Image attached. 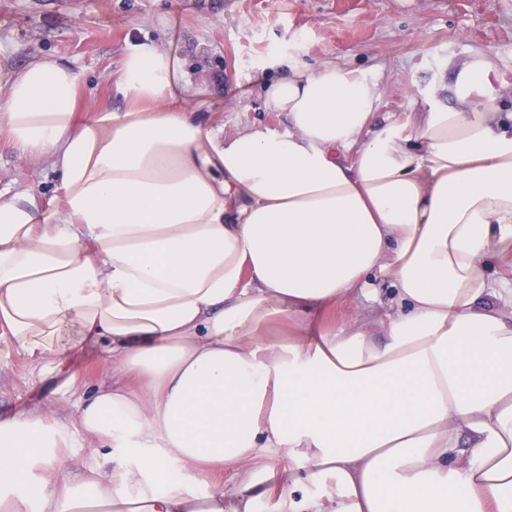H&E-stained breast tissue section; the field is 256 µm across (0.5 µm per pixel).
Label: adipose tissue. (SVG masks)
<instances>
[{"mask_svg": "<svg viewBox=\"0 0 512 512\" xmlns=\"http://www.w3.org/2000/svg\"><path fill=\"white\" fill-rule=\"evenodd\" d=\"M174 44L130 47L122 111L59 59L0 75V137L59 178L0 189V346L58 376L92 346L112 381L79 425L137 458L34 482L51 426L0 419V512H512V113L466 109L489 65L402 123L371 71L294 66L259 90L287 131L225 137Z\"/></svg>", "mask_w": 512, "mask_h": 512, "instance_id": "adipose-tissue-1", "label": "adipose tissue"}]
</instances>
